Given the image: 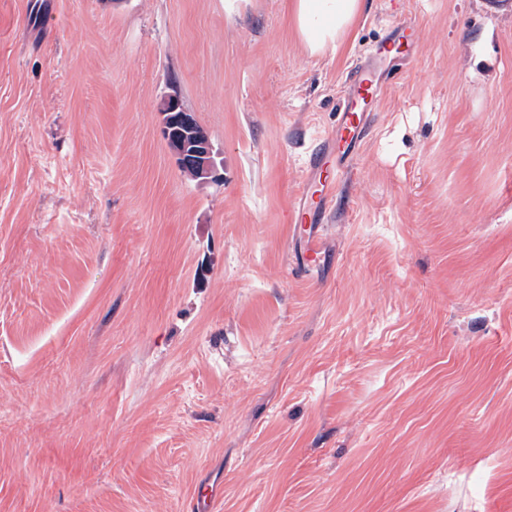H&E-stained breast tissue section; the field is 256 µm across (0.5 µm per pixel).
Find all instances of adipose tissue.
Returning a JSON list of instances; mask_svg holds the SVG:
<instances>
[{
    "mask_svg": "<svg viewBox=\"0 0 512 512\" xmlns=\"http://www.w3.org/2000/svg\"><path fill=\"white\" fill-rule=\"evenodd\" d=\"M363 5L364 0H292L296 33L304 49L319 54L335 48Z\"/></svg>",
    "mask_w": 512,
    "mask_h": 512,
    "instance_id": "obj_1",
    "label": "adipose tissue"
}]
</instances>
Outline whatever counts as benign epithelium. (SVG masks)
I'll return each mask as SVG.
<instances>
[{"label": "benign epithelium", "instance_id": "obj_1", "mask_svg": "<svg viewBox=\"0 0 512 512\" xmlns=\"http://www.w3.org/2000/svg\"><path fill=\"white\" fill-rule=\"evenodd\" d=\"M160 121L165 138L169 139L178 166L193 170L197 177L207 180L217 177L216 161L211 140L194 142L187 146L181 140H170V127L178 122L187 129L192 125L193 116L184 107L177 94H167L162 99Z\"/></svg>", "mask_w": 512, "mask_h": 512}]
</instances>
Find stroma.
<instances>
[{"instance_id":"35a3bbf8","label":"stroma","mask_w":512,"mask_h":512,"mask_svg":"<svg viewBox=\"0 0 512 512\" xmlns=\"http://www.w3.org/2000/svg\"><path fill=\"white\" fill-rule=\"evenodd\" d=\"M224 2L0 0V512H512V0H365L315 55ZM401 25L297 275L307 148ZM171 112H182L178 114L174 120L171 116ZM160 114V121L163 126L165 138L172 146L175 161L179 167L192 169L197 177L201 180L217 178L216 161L211 140L208 138L202 142H195L191 144V148L188 150L189 145L183 144V140H171L170 139V127L174 121L180 123V125L188 129L193 122L192 114L184 107L179 96L174 94H167L162 99V106ZM180 168V170L186 173L192 179H196L190 170Z\"/></svg>"}]
</instances>
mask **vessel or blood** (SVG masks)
I'll use <instances>...</instances> for the list:
<instances>
[{"label": "vessel or blood", "instance_id": "obj_1", "mask_svg": "<svg viewBox=\"0 0 512 512\" xmlns=\"http://www.w3.org/2000/svg\"><path fill=\"white\" fill-rule=\"evenodd\" d=\"M347 93L359 100L373 99L379 88L375 65H359L348 74ZM369 113L342 104L336 126L320 138L307 157L308 175L289 214L292 241L302 242L303 248L295 260L306 270L320 267L327 258L319 227L336 203L337 176L356 159L360 146L368 135Z\"/></svg>", "mask_w": 512, "mask_h": 512}]
</instances>
